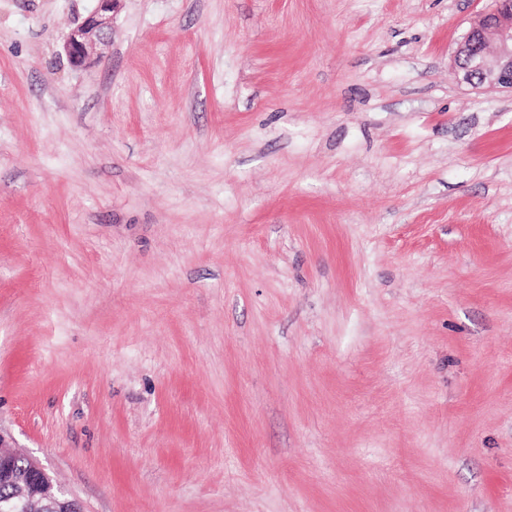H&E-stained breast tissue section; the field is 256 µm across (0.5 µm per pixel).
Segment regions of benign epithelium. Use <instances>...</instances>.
Instances as JSON below:
<instances>
[{"mask_svg": "<svg viewBox=\"0 0 512 512\" xmlns=\"http://www.w3.org/2000/svg\"><path fill=\"white\" fill-rule=\"evenodd\" d=\"M121 2L98 0L96 9L70 31L63 49L72 65L86 64L99 47L109 44ZM454 65L473 86L512 90V0H494L491 9L474 15L457 45ZM16 461L0 435V483L11 487L10 498L0 501V512H81L37 462L28 461L27 474L21 476Z\"/></svg>", "mask_w": 512, "mask_h": 512, "instance_id": "obj_1", "label": "benign epithelium"}]
</instances>
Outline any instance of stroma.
<instances>
[{"instance_id":"stroma-1","label":"stroma","mask_w":512,"mask_h":512,"mask_svg":"<svg viewBox=\"0 0 512 512\" xmlns=\"http://www.w3.org/2000/svg\"><path fill=\"white\" fill-rule=\"evenodd\" d=\"M0 0V434L83 512H512L493 0ZM96 9L67 35L63 49L69 62L82 66L109 44L115 13L123 0H97ZM454 65L470 85L512 90L511 0H494L491 9L474 15Z\"/></svg>"}]
</instances>
